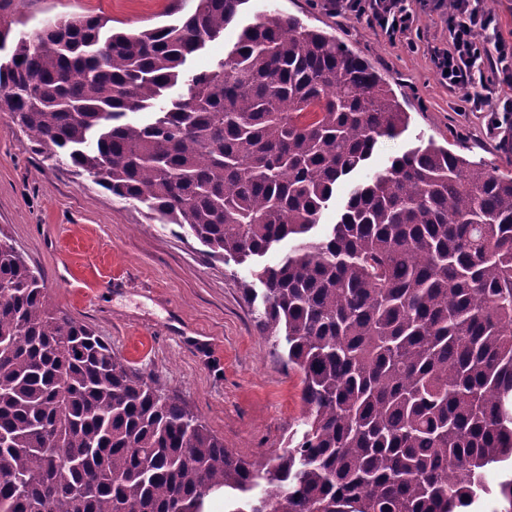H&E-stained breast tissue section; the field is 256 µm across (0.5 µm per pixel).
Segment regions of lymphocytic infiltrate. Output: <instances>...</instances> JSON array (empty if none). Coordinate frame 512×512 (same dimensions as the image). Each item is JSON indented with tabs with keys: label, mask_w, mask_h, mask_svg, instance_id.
<instances>
[{
	"label": "lymphocytic infiltrate",
	"mask_w": 512,
	"mask_h": 512,
	"mask_svg": "<svg viewBox=\"0 0 512 512\" xmlns=\"http://www.w3.org/2000/svg\"><path fill=\"white\" fill-rule=\"evenodd\" d=\"M339 16L367 17L389 43L416 44L419 16L409 0H323ZM448 11V44L429 49L433 70L464 111L488 112L495 129L512 130V39L505 38L488 0H434Z\"/></svg>",
	"instance_id": "f902f5d3"
}]
</instances>
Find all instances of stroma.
Returning <instances> with one entry per match:
<instances>
[{"label":"stroma","mask_w":512,"mask_h":512,"mask_svg":"<svg viewBox=\"0 0 512 512\" xmlns=\"http://www.w3.org/2000/svg\"><path fill=\"white\" fill-rule=\"evenodd\" d=\"M198 0H0V26L31 31L94 15L113 28L144 30L194 12ZM277 9L331 32L387 79L410 114L407 130L380 140L365 175L428 142L512 173V149L482 112L459 111L431 69L427 43L446 39L438 14L421 17L417 51L387 42L366 19L338 17L321 0H249L223 37L185 66L211 70L256 13ZM0 228L38 268L53 303L88 325L124 363L178 397L227 449L261 460L299 439L306 409L301 376L288 369L244 295L250 265L208 258L177 225L105 191L65 161L45 159L0 112Z\"/></svg>","instance_id":"35a3bbf8"}]
</instances>
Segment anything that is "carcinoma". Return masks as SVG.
<instances>
[{
	"label": "carcinoma",
	"mask_w": 512,
	"mask_h": 512,
	"mask_svg": "<svg viewBox=\"0 0 512 512\" xmlns=\"http://www.w3.org/2000/svg\"><path fill=\"white\" fill-rule=\"evenodd\" d=\"M247 2L198 0L139 32L92 15L1 27L0 112L210 257L256 264L246 292L302 374L306 430L273 458L235 455L58 310L0 232V512H204L216 491L226 512H458L490 472L512 512V175L430 141L315 231L409 115L367 60L277 10L184 78Z\"/></svg>",
	"instance_id": "cac0c4a2"
}]
</instances>
